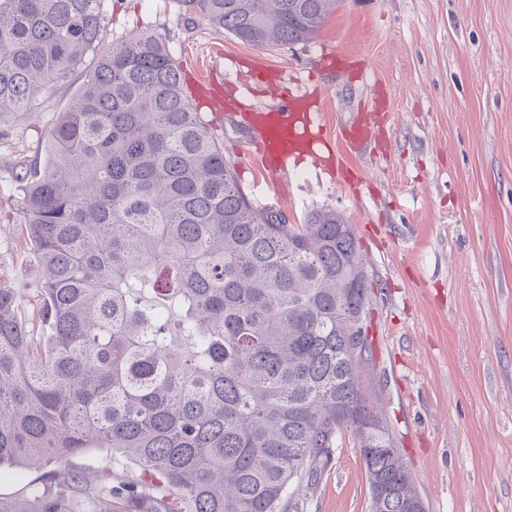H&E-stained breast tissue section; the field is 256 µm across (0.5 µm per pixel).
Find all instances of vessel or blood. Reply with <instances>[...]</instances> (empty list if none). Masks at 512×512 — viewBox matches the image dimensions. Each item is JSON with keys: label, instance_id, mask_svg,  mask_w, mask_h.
Segmentation results:
<instances>
[{"label": "vessel or blood", "instance_id": "1", "mask_svg": "<svg viewBox=\"0 0 512 512\" xmlns=\"http://www.w3.org/2000/svg\"><path fill=\"white\" fill-rule=\"evenodd\" d=\"M243 80L268 86L276 99L269 107L257 108L250 123L251 144L270 173L284 171L289 156L317 155L324 147L323 126L318 113L309 108L310 97L273 79L266 66H253Z\"/></svg>", "mask_w": 512, "mask_h": 512}]
</instances>
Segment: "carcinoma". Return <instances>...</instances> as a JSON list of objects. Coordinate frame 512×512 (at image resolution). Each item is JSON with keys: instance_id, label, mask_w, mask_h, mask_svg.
<instances>
[{"instance_id": "carcinoma-1", "label": "carcinoma", "mask_w": 512, "mask_h": 512, "mask_svg": "<svg viewBox=\"0 0 512 512\" xmlns=\"http://www.w3.org/2000/svg\"><path fill=\"white\" fill-rule=\"evenodd\" d=\"M102 2L0 0V124L87 65L43 168L17 175L50 335L33 347L20 289L0 286V470L51 471L0 512H284L347 432L370 499L392 489L382 512H408L413 478L351 354L369 350L352 226L255 208L165 39L96 50ZM337 2L184 0L258 48L311 40ZM89 448L138 476L56 469Z\"/></svg>"}]
</instances>
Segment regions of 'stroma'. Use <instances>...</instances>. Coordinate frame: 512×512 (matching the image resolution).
I'll list each match as a JSON object with an SVG mask.
<instances>
[{
    "mask_svg": "<svg viewBox=\"0 0 512 512\" xmlns=\"http://www.w3.org/2000/svg\"><path fill=\"white\" fill-rule=\"evenodd\" d=\"M106 51L136 32L167 40L182 72L200 69L224 99L260 62L320 105L331 150L371 121L373 152L348 180L313 158L271 184L246 155L243 122L200 112L253 206L302 223L329 208L351 224L370 289L361 367L370 399L427 512H512V0H339L308 42L257 48L217 34L182 0H104ZM84 81L47 86L31 114L0 124V284L40 319L37 252L25 236L21 166L42 167L59 112ZM303 512H369L358 443L345 435Z\"/></svg>",
    "mask_w": 512,
    "mask_h": 512,
    "instance_id": "obj_1",
    "label": "stroma"
}]
</instances>
